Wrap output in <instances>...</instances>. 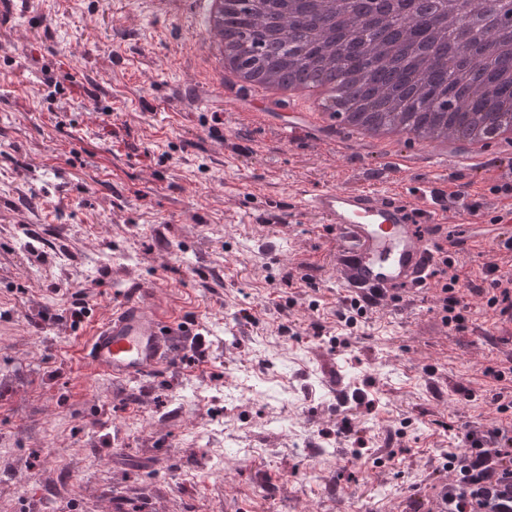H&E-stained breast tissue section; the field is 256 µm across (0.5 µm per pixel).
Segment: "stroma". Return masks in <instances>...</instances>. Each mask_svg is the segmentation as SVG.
I'll return each mask as SVG.
<instances>
[{
    "instance_id": "stroma-1",
    "label": "stroma",
    "mask_w": 512,
    "mask_h": 512,
    "mask_svg": "<svg viewBox=\"0 0 512 512\" xmlns=\"http://www.w3.org/2000/svg\"><path fill=\"white\" fill-rule=\"evenodd\" d=\"M0 0V512H396L472 426L512 330L479 297L353 314L302 183L371 148L226 108L194 0ZM263 201L268 221L257 219ZM190 329L113 381L82 360L135 285ZM82 292L88 314L68 309ZM490 329L474 334L476 324ZM205 341V357L192 348ZM447 280V279H446ZM458 283V277L453 275L447 280L446 284L441 288V309L443 312L442 320L448 326H453L456 329H462L463 323L465 322L464 316L461 311L456 312L457 307L460 304V300L457 296L459 289L456 288Z\"/></svg>"
}]
</instances>
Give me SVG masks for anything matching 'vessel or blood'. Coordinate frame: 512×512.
<instances>
[{
	"mask_svg": "<svg viewBox=\"0 0 512 512\" xmlns=\"http://www.w3.org/2000/svg\"><path fill=\"white\" fill-rule=\"evenodd\" d=\"M407 159L402 153L367 161L355 188L300 190L306 212L329 230V264L343 298L374 310L404 307L435 288L433 270L460 251L439 236L448 219H483L492 228L491 246L512 245V196L493 194L492 207L480 217L464 208L471 189L486 183L485 167L475 165L467 183L447 190L409 192L395 187ZM177 333L168 313L141 288L93 332L84 355L94 371L113 380L139 379L163 367ZM423 501L426 512H448L447 482L434 483Z\"/></svg>",
	"mask_w": 512,
	"mask_h": 512,
	"instance_id": "vessel-or-blood-1",
	"label": "vessel or blood"
}]
</instances>
